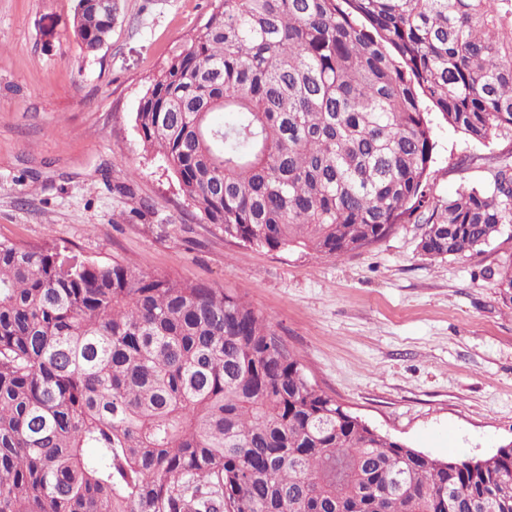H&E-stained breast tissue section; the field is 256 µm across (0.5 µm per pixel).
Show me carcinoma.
<instances>
[{"mask_svg":"<svg viewBox=\"0 0 512 512\" xmlns=\"http://www.w3.org/2000/svg\"><path fill=\"white\" fill-rule=\"evenodd\" d=\"M112 22L77 0L86 52ZM425 101L512 138V0H211L135 122L225 236L339 259L430 205ZM505 224L498 160L420 249ZM496 288L512 302V264ZM0 512H512V449L461 467L385 437L231 291L0 240Z\"/></svg>","mask_w":512,"mask_h":512,"instance_id":"cac0c4a2","label":"carcinoma"}]
</instances>
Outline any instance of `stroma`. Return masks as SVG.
<instances>
[{"label":"stroma","mask_w":512,"mask_h":512,"mask_svg":"<svg viewBox=\"0 0 512 512\" xmlns=\"http://www.w3.org/2000/svg\"><path fill=\"white\" fill-rule=\"evenodd\" d=\"M211 0H118L110 40L84 53L76 0H0V239L242 295L321 389L379 433L439 459L512 442V304L496 288L512 224L478 250L420 253L426 213L334 260L225 237L147 153L135 115L151 79ZM436 203L492 179L474 143L432 114ZM130 183L127 194L117 185ZM148 212H141L142 204ZM130 218L116 224L113 214Z\"/></svg>","instance_id":"obj_1"}]
</instances>
